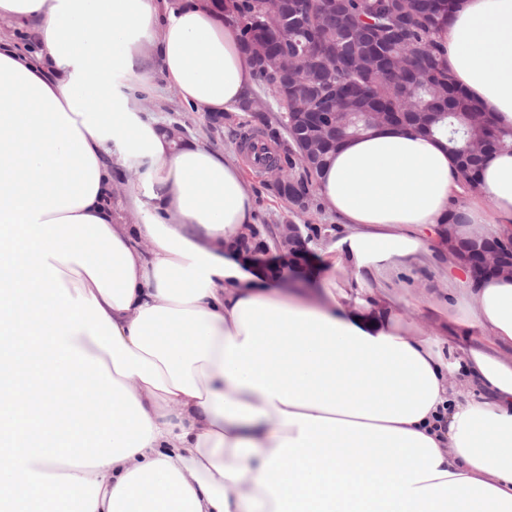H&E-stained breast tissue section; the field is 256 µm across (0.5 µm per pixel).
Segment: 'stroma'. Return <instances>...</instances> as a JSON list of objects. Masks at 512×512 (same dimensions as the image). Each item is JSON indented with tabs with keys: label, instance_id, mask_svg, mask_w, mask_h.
Listing matches in <instances>:
<instances>
[{
	"label": "stroma",
	"instance_id": "stroma-1",
	"mask_svg": "<svg viewBox=\"0 0 512 512\" xmlns=\"http://www.w3.org/2000/svg\"><path fill=\"white\" fill-rule=\"evenodd\" d=\"M251 97L263 102L262 119H254L247 112H227L215 116L197 111L185 105L172 92L160 73H153L148 90L139 92V108L144 116L162 130L178 129V140L182 143H200L224 154L226 159L241 162L255 198V224L252 236L257 249L251 257L293 260L292 250L279 244L278 227L284 223L299 225L306 241L308 263L323 268L324 261L318 251L323 238L336 228V217L325 209L317 190H309L304 212H295L283 200L276 187V177L267 169L256 166L246 149L245 139L258 134L260 141L277 154H284L288 137L282 126V108L277 105L271 92L262 84H255ZM440 269L422 271L414 297L406 313L425 331L441 338L455 337L459 346H466L471 329L461 326L437 310L436 304L442 296L438 278Z\"/></svg>",
	"mask_w": 512,
	"mask_h": 512
}]
</instances>
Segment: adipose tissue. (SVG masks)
Returning <instances> with one entry per match:
<instances>
[{
  "mask_svg": "<svg viewBox=\"0 0 512 512\" xmlns=\"http://www.w3.org/2000/svg\"><path fill=\"white\" fill-rule=\"evenodd\" d=\"M0 334L34 368L0 385L37 447L0 443V501L39 512H512V278L473 276L441 235L512 236V153L461 186L448 143L405 126L346 140L318 193L341 230L314 288L245 269L242 170L178 145L112 76L159 64L188 106L254 85L218 0H0ZM436 39L455 80L512 127V0H459ZM137 169L126 223L113 181ZM445 262V309L477 345L441 355L397 306ZM482 392L471 398L472 387ZM90 444L49 447L74 422ZM1 38H6L22 49L36 50L38 48L37 36L27 29H15L9 21L1 19L0 21Z\"/></svg>",
  "mask_w": 512,
  "mask_h": 512,
  "instance_id": "1",
  "label": "adipose tissue"
}]
</instances>
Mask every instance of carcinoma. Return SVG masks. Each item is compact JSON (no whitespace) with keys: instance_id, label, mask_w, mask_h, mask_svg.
Here are the masks:
<instances>
[{"instance_id":"1","label":"carcinoma","mask_w":512,"mask_h":512,"mask_svg":"<svg viewBox=\"0 0 512 512\" xmlns=\"http://www.w3.org/2000/svg\"><path fill=\"white\" fill-rule=\"evenodd\" d=\"M220 3L242 31L243 51L260 61L257 80L288 114L303 112L319 122L321 114L338 112V132L352 138L368 132L359 111L388 112L394 122L412 126L446 98L447 115L436 117L428 132L447 139L451 153L467 136L481 135L480 127L461 118L466 113L482 114L492 129L489 150L512 152V128L483 114L442 66L435 35L453 0H285L278 18L270 16L267 0ZM285 47L299 76L286 94L277 73L266 67ZM324 164L304 167L306 180L291 181L288 194L307 193Z\"/></svg>"}]
</instances>
